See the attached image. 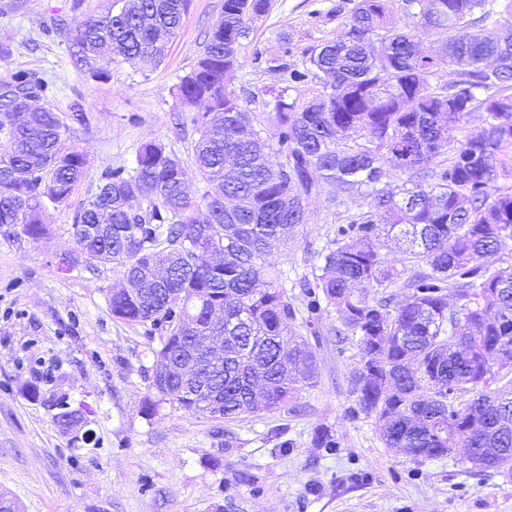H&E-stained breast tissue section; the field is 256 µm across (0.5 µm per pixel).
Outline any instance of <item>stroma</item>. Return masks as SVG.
<instances>
[{
    "label": "stroma",
    "mask_w": 512,
    "mask_h": 512,
    "mask_svg": "<svg viewBox=\"0 0 512 512\" xmlns=\"http://www.w3.org/2000/svg\"><path fill=\"white\" fill-rule=\"evenodd\" d=\"M110 0H0V83L25 70L50 86L47 99L87 159L66 206L48 208L49 238L0 235V494L20 512H512V476L473 469L463 457L416 459L386 447L372 419L353 415L349 374L357 349L338 343V319L325 312L305 334L319 383L303 392V411L257 413L225 423L160 402L151 394L160 333L113 316L108 296L120 282L112 265L58 260L74 251V216L110 170L132 167L154 138L187 156L199 109L182 104L177 85L202 54L224 0H192L164 62L143 72L113 63L108 80L75 66L54 23L80 27ZM353 0H271L242 41L231 83L242 105L261 112L280 79L272 61L303 68L311 49L336 36ZM82 121H74V107ZM327 187L311 198V221L271 261L284 274L298 318L307 315L299 286L319 266L336 225L364 209ZM40 400L27 396L30 385ZM67 397L79 422L55 423L49 401ZM337 445L316 448V427ZM255 478L236 484L237 470Z\"/></svg>",
    "instance_id": "stroma-1"
}]
</instances>
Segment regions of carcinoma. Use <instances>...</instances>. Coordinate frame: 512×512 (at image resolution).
<instances>
[{
    "mask_svg": "<svg viewBox=\"0 0 512 512\" xmlns=\"http://www.w3.org/2000/svg\"><path fill=\"white\" fill-rule=\"evenodd\" d=\"M356 0L339 34L312 49L300 71L282 62L274 112H250L228 89L240 51L269 0H224L202 56L177 86L201 104L190 163L209 186L194 200L185 163L161 140L139 146L134 165L105 173L76 213L77 257L111 264L122 280L112 315L162 331L151 387L161 399L215 420L261 412L297 414L318 385L315 351L268 257L311 219L309 199L327 186L366 209L336 225L301 284L306 323L333 309L340 342H355L352 413L372 418L388 447L416 459L473 449V468L512 476V21L487 37L488 0ZM190 0H123L67 37L74 65L106 80L121 60L159 66ZM438 51L421 50L419 30ZM444 73L443 83L431 78ZM313 79L299 101L290 84ZM15 101L0 108V229L39 241L42 214L61 206L86 170L66 146L69 126L37 101L49 84L20 70ZM473 112L486 125L456 131ZM446 165L424 169L432 154ZM406 179H401L402 175ZM402 180L397 188L391 182ZM397 237L415 268L399 301L401 273L384 265L377 241ZM477 256L492 258L475 265ZM455 302L448 304V293ZM224 337L216 366L205 348Z\"/></svg>",
    "mask_w": 512,
    "mask_h": 512,
    "instance_id": "cac0c4a2",
    "label": "carcinoma"
}]
</instances>
